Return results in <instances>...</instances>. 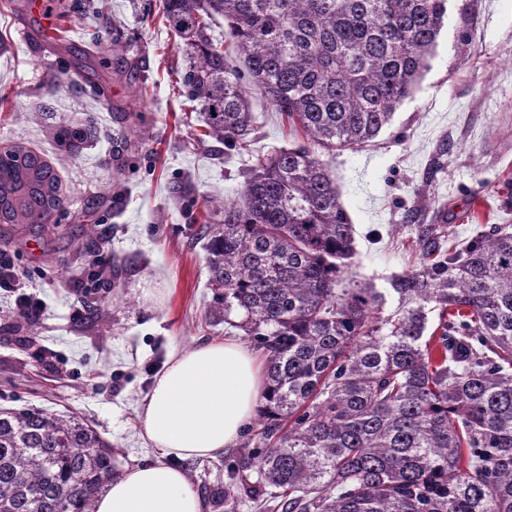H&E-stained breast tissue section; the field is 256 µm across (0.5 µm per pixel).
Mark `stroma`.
Returning <instances> with one entry per match:
<instances>
[{
    "mask_svg": "<svg viewBox=\"0 0 512 512\" xmlns=\"http://www.w3.org/2000/svg\"><path fill=\"white\" fill-rule=\"evenodd\" d=\"M32 0H0V147L20 144L57 170L63 204L48 224H0L6 255L27 293L45 304L15 314L0 288V407L65 409L111 443L117 464L156 461L140 435L139 404L171 353L237 337L209 316L205 199L239 193L248 153L204 136L202 106L178 83L186 64L162 16V0H50L55 40L29 24ZM458 0L430 67L373 146L329 158L355 228V280L398 299L390 281L421 257L418 232L432 212L418 193L448 204L460 238L481 224L512 225V0H471L472 41L456 46ZM113 45L93 81L80 75L92 39ZM253 149L294 139L258 94ZM93 124L91 147L72 151L68 129ZM448 154H440L442 144ZM112 265L93 282L96 256ZM173 459L202 498L206 473L237 458Z\"/></svg>",
    "mask_w": 512,
    "mask_h": 512,
    "instance_id": "stroma-1",
    "label": "stroma"
}]
</instances>
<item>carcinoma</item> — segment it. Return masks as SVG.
<instances>
[{"instance_id": "1", "label": "carcinoma", "mask_w": 512, "mask_h": 512, "mask_svg": "<svg viewBox=\"0 0 512 512\" xmlns=\"http://www.w3.org/2000/svg\"><path fill=\"white\" fill-rule=\"evenodd\" d=\"M448 2L163 0L209 135L248 149V86L304 139L255 154L221 223L204 225L210 316L264 356L259 445L245 442L213 490L224 512L267 487L261 507L274 512H512V231L462 240L448 216L433 219L383 321L382 292L343 285L354 228L319 156L367 148L391 124ZM217 15L243 74L208 34ZM61 206L48 160L22 145L0 152V224H41ZM116 470L112 444L83 418L0 408V512H96Z\"/></svg>"}]
</instances>
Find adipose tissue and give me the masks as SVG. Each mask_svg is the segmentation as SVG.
Masks as SVG:
<instances>
[{
	"label": "adipose tissue",
	"instance_id": "obj_1",
	"mask_svg": "<svg viewBox=\"0 0 512 512\" xmlns=\"http://www.w3.org/2000/svg\"><path fill=\"white\" fill-rule=\"evenodd\" d=\"M263 390L260 359L238 340L171 354L138 414L142 437L161 458L120 472L97 512H204L199 493L166 458H210L233 447Z\"/></svg>",
	"mask_w": 512,
	"mask_h": 512
}]
</instances>
